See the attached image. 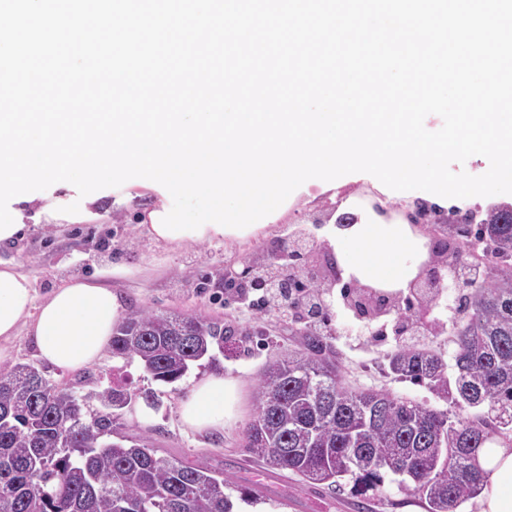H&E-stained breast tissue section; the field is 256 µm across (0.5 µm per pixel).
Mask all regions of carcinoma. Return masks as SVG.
<instances>
[{"label": "carcinoma", "mask_w": 512, "mask_h": 512, "mask_svg": "<svg viewBox=\"0 0 512 512\" xmlns=\"http://www.w3.org/2000/svg\"><path fill=\"white\" fill-rule=\"evenodd\" d=\"M417 209L470 270L453 364L425 344H405L384 371L483 413L452 416L382 389L347 387L333 351L309 330L302 349L267 362L243 438L269 468L324 484L360 512L387 475L417 493L426 512H453L481 490L479 450L512 433V204L484 215ZM228 334L218 318L138 308L116 326L112 356L175 383L202 360L216 363ZM137 397L158 403L155 392L132 393L119 381L77 396L54 392L31 365L0 369V512H234L224 474L207 463L160 456L140 437L104 441Z\"/></svg>", "instance_id": "1"}]
</instances>
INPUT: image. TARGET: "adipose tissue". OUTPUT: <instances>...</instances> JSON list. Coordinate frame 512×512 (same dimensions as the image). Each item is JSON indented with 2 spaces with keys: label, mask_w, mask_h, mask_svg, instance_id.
<instances>
[{
  "label": "adipose tissue",
  "mask_w": 512,
  "mask_h": 512,
  "mask_svg": "<svg viewBox=\"0 0 512 512\" xmlns=\"http://www.w3.org/2000/svg\"><path fill=\"white\" fill-rule=\"evenodd\" d=\"M414 198L379 200L377 208L354 206L355 220L330 225L326 241L342 279L389 294L407 293L432 259L422 233L408 218ZM124 304L111 286L72 278L36 299L33 280L17 265L0 263V361L11 358L18 336L30 339L39 357L63 371H78L103 358ZM235 379L211 375L196 382L181 400L184 430L219 433L236 413ZM478 465L483 489L476 512H512V448L494 443L481 449Z\"/></svg>",
  "instance_id": "ef3b65f1"
}]
</instances>
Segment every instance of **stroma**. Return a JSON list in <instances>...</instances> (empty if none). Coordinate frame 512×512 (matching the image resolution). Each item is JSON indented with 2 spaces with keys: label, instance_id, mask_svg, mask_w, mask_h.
<instances>
[{
  "label": "stroma",
  "instance_id": "obj_1",
  "mask_svg": "<svg viewBox=\"0 0 512 512\" xmlns=\"http://www.w3.org/2000/svg\"><path fill=\"white\" fill-rule=\"evenodd\" d=\"M160 195L157 190L121 185L95 191L93 201L80 210L79 221L54 230L41 231L51 217L12 199L10 210L34 230L25 238L0 244V260L18 263L30 274L38 296H45L69 276L103 279L123 296L126 309L148 308L163 313H195L223 319L233 334L224 344V353L215 366L216 373L230 375L240 382L239 413L219 434H196L183 430L178 416L180 400L193 383L205 376L195 367L173 384L154 381L138 363L105 355L95 365L66 372L41 361L26 340L17 341L12 360L30 363L41 369L53 384L73 386L84 394L100 390L112 382L114 370H122L127 387L134 392L153 390L158 407L135 401L121 418L123 434L149 439L159 454L186 462L202 458L223 472L225 489L235 502L237 512H355L341 499L333 498L325 486L302 480L292 474H273L254 465L243 446V432L253 416L256 382L266 361L275 355L300 349L305 324L283 320L272 308L247 309L246 300L259 298L256 290L228 289L224 270H242L252 263L270 261L288 245L291 234L303 230L317 251L327 253L322 229L334 215L316 194H301L296 202L256 237L233 244L201 242L181 248L158 245L146 238L139 227L143 213L153 210ZM457 289L445 291L433 316L435 334L428 342L433 349L451 356L454 321L458 316ZM399 312L374 321L358 318L343 302L332 305L328 321L320 331L335 351L341 365L343 382L351 386L374 387L446 409L447 404L427 387L397 382L379 370L387 357L402 343L395 332ZM260 490L257 505L240 499V487Z\"/></svg>",
  "mask_w": 512,
  "mask_h": 512
}]
</instances>
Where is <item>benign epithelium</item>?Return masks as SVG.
I'll use <instances>...</instances> for the list:
<instances>
[{
    "instance_id": "7a95c632",
    "label": "benign epithelium",
    "mask_w": 512,
    "mask_h": 512,
    "mask_svg": "<svg viewBox=\"0 0 512 512\" xmlns=\"http://www.w3.org/2000/svg\"><path fill=\"white\" fill-rule=\"evenodd\" d=\"M451 253L452 250L446 247L433 249L431 262L409 285V294L415 296L420 308L426 312L443 289L458 287L456 278L448 272ZM287 257V264L274 261L249 265L239 273L230 269L225 272V278L240 282L244 288L270 289L275 309L312 326L317 325L324 320L325 310L329 307L327 297L340 284V271L330 257L321 260L315 257L304 237L289 241ZM345 299L356 316L373 320L395 310L399 296L357 286L345 294Z\"/></svg>"
}]
</instances>
